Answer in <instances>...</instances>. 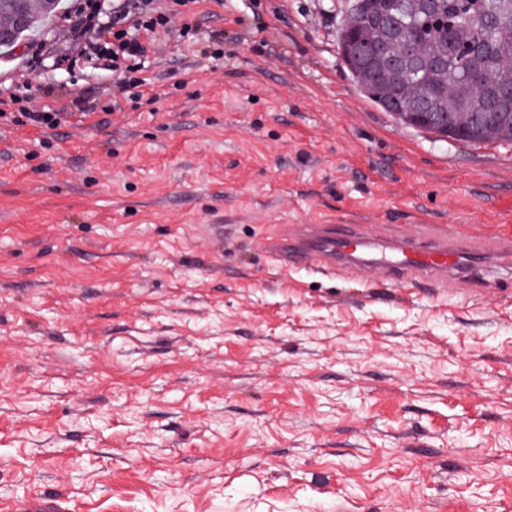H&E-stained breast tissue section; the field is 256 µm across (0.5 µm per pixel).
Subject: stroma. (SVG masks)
<instances>
[{
  "label": "stroma",
  "instance_id": "obj_1",
  "mask_svg": "<svg viewBox=\"0 0 512 512\" xmlns=\"http://www.w3.org/2000/svg\"><path fill=\"white\" fill-rule=\"evenodd\" d=\"M346 0H192L137 101L68 34L0 56V503L512 512V267L494 292L281 273L294 224L512 238V143L404 127ZM62 112L19 126L22 97Z\"/></svg>",
  "mask_w": 512,
  "mask_h": 512
}]
</instances>
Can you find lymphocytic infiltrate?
I'll return each mask as SVG.
<instances>
[{
  "instance_id": "obj_1",
  "label": "lymphocytic infiltrate",
  "mask_w": 512,
  "mask_h": 512,
  "mask_svg": "<svg viewBox=\"0 0 512 512\" xmlns=\"http://www.w3.org/2000/svg\"><path fill=\"white\" fill-rule=\"evenodd\" d=\"M157 0H113L104 7L102 0H66L59 14L72 39L59 50L56 59L72 63L80 58L110 61L119 75L121 93L142 86L136 77V63L156 48L157 29H168L169 13L159 10Z\"/></svg>"
}]
</instances>
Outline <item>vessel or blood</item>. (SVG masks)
<instances>
[{"mask_svg": "<svg viewBox=\"0 0 512 512\" xmlns=\"http://www.w3.org/2000/svg\"><path fill=\"white\" fill-rule=\"evenodd\" d=\"M262 247L284 273L339 269L399 287L419 282L454 284L480 267L488 254L487 248L461 235L422 236L392 244L352 224H298L289 233L264 239Z\"/></svg>", "mask_w": 512, "mask_h": 512, "instance_id": "obj_1", "label": "vessel or blood"}]
</instances>
